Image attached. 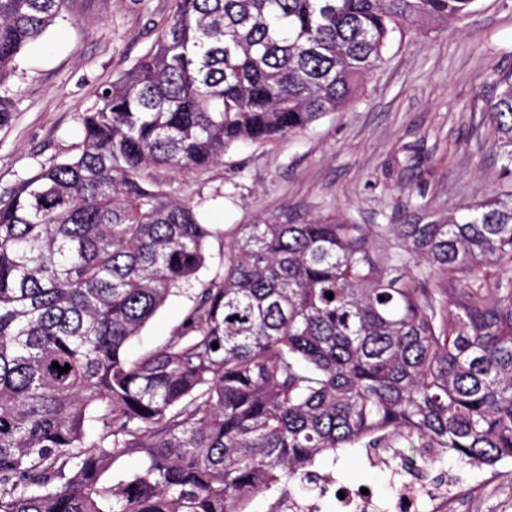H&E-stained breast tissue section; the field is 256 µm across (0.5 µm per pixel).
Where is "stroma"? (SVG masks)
Returning <instances> with one entry per match:
<instances>
[{
  "label": "stroma",
  "instance_id": "1",
  "mask_svg": "<svg viewBox=\"0 0 512 512\" xmlns=\"http://www.w3.org/2000/svg\"><path fill=\"white\" fill-rule=\"evenodd\" d=\"M174 0H72L43 43L19 54L0 86L10 99L0 125V189L64 160L82 138L80 117L99 92L155 42ZM512 70V0H476L459 23L423 22L393 36L383 61L344 111L306 131L269 142H238L207 168L153 176L165 190L199 204L213 231L197 274L206 282L224 266V244L239 225L301 223L340 214L352 224H401L426 206L444 217L499 190L506 180L486 117ZM191 305L171 297L132 342V354L167 342ZM319 489L300 483L290 497L316 512H342L339 488L368 489L391 512L400 482L370 466L366 451L347 448L316 468ZM427 482L454 481L448 512H512V462L423 472Z\"/></svg>",
  "mask_w": 512,
  "mask_h": 512
}]
</instances>
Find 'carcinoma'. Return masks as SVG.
I'll return each mask as SVG.
<instances>
[{
  "mask_svg": "<svg viewBox=\"0 0 512 512\" xmlns=\"http://www.w3.org/2000/svg\"><path fill=\"white\" fill-rule=\"evenodd\" d=\"M69 2L0 0V84ZM474 3L175 0L75 153L0 194V512H244L325 455L402 441L439 449L427 467L512 460V191L376 231L242 224L176 334L127 354L213 235L149 172L343 111L394 33ZM498 83L512 173V71Z\"/></svg>",
  "mask_w": 512,
  "mask_h": 512,
  "instance_id": "cac0c4a2",
  "label": "carcinoma"
}]
</instances>
